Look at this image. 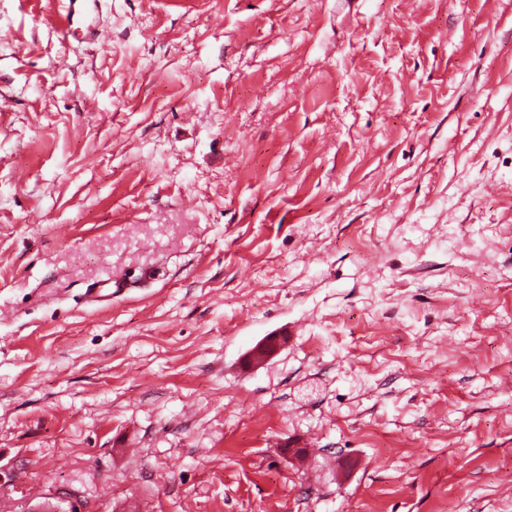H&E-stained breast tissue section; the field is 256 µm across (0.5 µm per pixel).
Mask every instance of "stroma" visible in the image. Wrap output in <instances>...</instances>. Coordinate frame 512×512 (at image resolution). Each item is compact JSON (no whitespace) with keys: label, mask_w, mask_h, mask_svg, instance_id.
I'll use <instances>...</instances> for the list:
<instances>
[{"label":"stroma","mask_w":512,"mask_h":512,"mask_svg":"<svg viewBox=\"0 0 512 512\" xmlns=\"http://www.w3.org/2000/svg\"><path fill=\"white\" fill-rule=\"evenodd\" d=\"M69 5L0 0V512H512V0Z\"/></svg>","instance_id":"stroma-1"}]
</instances>
